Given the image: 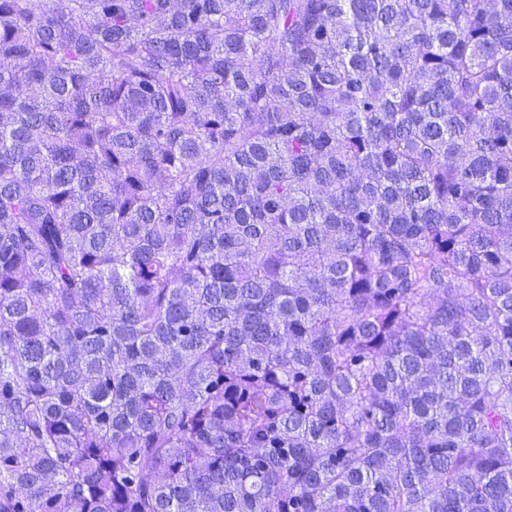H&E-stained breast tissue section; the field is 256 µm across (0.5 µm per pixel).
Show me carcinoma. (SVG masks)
<instances>
[{"instance_id": "1", "label": "carcinoma", "mask_w": 512, "mask_h": 512, "mask_svg": "<svg viewBox=\"0 0 512 512\" xmlns=\"http://www.w3.org/2000/svg\"><path fill=\"white\" fill-rule=\"evenodd\" d=\"M0 0V512H512V0Z\"/></svg>"}]
</instances>
